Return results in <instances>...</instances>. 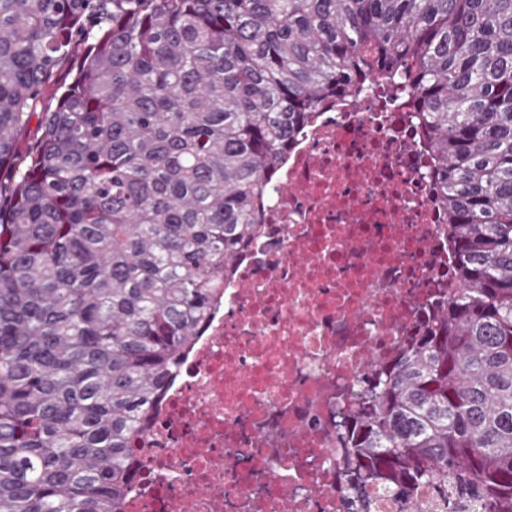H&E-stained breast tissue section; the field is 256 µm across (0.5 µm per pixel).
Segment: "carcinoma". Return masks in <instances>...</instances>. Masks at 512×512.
Wrapping results in <instances>:
<instances>
[{
  "label": "carcinoma",
  "mask_w": 512,
  "mask_h": 512,
  "mask_svg": "<svg viewBox=\"0 0 512 512\" xmlns=\"http://www.w3.org/2000/svg\"><path fill=\"white\" fill-rule=\"evenodd\" d=\"M373 72L461 291L338 411L341 490L512 512V0H0V512H120L296 130Z\"/></svg>",
  "instance_id": "obj_1"
}]
</instances>
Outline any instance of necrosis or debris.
<instances>
[{
	"mask_svg": "<svg viewBox=\"0 0 512 512\" xmlns=\"http://www.w3.org/2000/svg\"><path fill=\"white\" fill-rule=\"evenodd\" d=\"M436 170L374 75L297 131L259 232L147 418L122 512H350L336 411L459 292Z\"/></svg>",
	"mask_w": 512,
	"mask_h": 512,
	"instance_id": "4bbe7bcc",
	"label": "necrosis or debris"
}]
</instances>
